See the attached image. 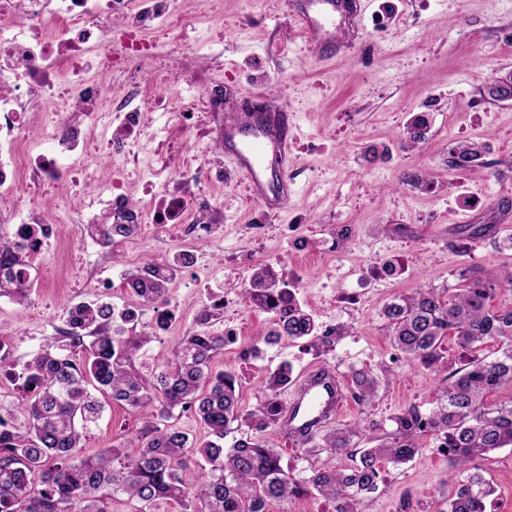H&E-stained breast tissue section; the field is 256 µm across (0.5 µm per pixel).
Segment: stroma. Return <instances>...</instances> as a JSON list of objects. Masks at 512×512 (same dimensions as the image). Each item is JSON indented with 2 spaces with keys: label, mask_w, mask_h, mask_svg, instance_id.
Wrapping results in <instances>:
<instances>
[{
  "label": "stroma",
  "mask_w": 512,
  "mask_h": 512,
  "mask_svg": "<svg viewBox=\"0 0 512 512\" xmlns=\"http://www.w3.org/2000/svg\"><path fill=\"white\" fill-rule=\"evenodd\" d=\"M364 11L355 48L338 58L333 46H318L292 16L287 0H224V19L210 31L188 32L185 45L223 96V110L241 111L257 94L276 92L296 122L292 176L297 192L287 209L266 216V227L255 232L252 220L259 207L249 200L245 183L224 175V222L208 237L189 245L150 237L109 253H92L83 273L99 278L82 299L103 293L115 307L130 304L122 280L125 269L141 266L170 251L188 247L201 278L183 271L170 291L175 325L154 337L147 359L170 350L194 326L205 294L241 293L256 266L276 264L279 274L297 291L303 307L328 326H351L334 345L284 340L264 347L261 359L237 360L236 350L223 360L235 365L241 378V405L260 406L268 371L289 363L304 379L320 365L335 368L348 382L351 367L384 368L387 378L375 400L349 404L336 420L339 428L363 431L369 422H383L409 405L431 407L439 379L398 359L385 321L384 302L418 288H455L459 271L512 270V249L505 241H486L468 255L455 249V230L474 222L473 213L459 208L456 195L467 188L485 202L512 206V101L482 100L484 86L512 72V0H363ZM424 117L419 143H404L415 117ZM148 134L134 151L153 164L174 165L182 155L198 164L224 165V152L207 127L191 138L164 130V117L145 115ZM469 140L483 147L469 168L450 165L449 150ZM347 241L338 253L327 249L338 235ZM393 262L391 281L377 284L369 302L358 311L336 309L331 298L354 287L351 272L374 263ZM45 271L59 275L60 288L51 295L34 289L26 306L0 297V325L17 347L16 362L24 364L57 337L63 321L53 315L71 301L78 273L64 255L38 258ZM140 426L126 408L106 405L88 431L81 455L123 442L137 446ZM282 463L300 474L308 466L345 468L346 454L320 448L307 453L305 444H287L278 427L268 429ZM496 494V512H512V447L485 463ZM448 459L427 438L413 461L388 468L376 493L362 512H397L412 501L411 512H435V501L448 495Z\"/></svg>",
  "instance_id": "1"
}]
</instances>
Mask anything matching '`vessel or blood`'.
Instances as JSON below:
<instances>
[{"label": "vessel or blood", "instance_id": "b4317fda", "mask_svg": "<svg viewBox=\"0 0 512 512\" xmlns=\"http://www.w3.org/2000/svg\"><path fill=\"white\" fill-rule=\"evenodd\" d=\"M362 12V0H298L295 8L303 28L314 37L357 25ZM294 128L293 115L274 100L260 98L249 101L245 112L225 115L218 135L224 157L245 181L250 200L269 213L287 208L295 191ZM346 399L335 369L321 366L292 393L280 429L287 440L304 441L316 423L336 420Z\"/></svg>", "mask_w": 512, "mask_h": 512}]
</instances>
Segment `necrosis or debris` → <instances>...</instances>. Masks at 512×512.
<instances>
[{
  "label": "necrosis or debris",
  "instance_id": "necrosis-or-debris-1",
  "mask_svg": "<svg viewBox=\"0 0 512 512\" xmlns=\"http://www.w3.org/2000/svg\"><path fill=\"white\" fill-rule=\"evenodd\" d=\"M179 0H0V230L12 232L28 253L61 245L63 224H109L123 213L124 189L144 180L149 198L136 215L139 230L162 229L190 237L199 230L192 217L190 184L211 197L224 194V173L184 159L191 182L168 167L143 179L132 151L146 130V111H161L169 124L194 135L191 113L205 110L209 132L223 122L217 101L201 80L188 82L180 105L166 96L178 79L154 61L147 37L155 22L166 25L168 45L178 51L194 20ZM125 11L115 25L116 11ZM153 60L142 74L144 60ZM125 73L123 97L112 92L114 72ZM111 160L102 166L101 157ZM47 183L64 193L50 207L27 191L28 182Z\"/></svg>",
  "mask_w": 512,
  "mask_h": 512
}]
</instances>
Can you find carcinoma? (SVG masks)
<instances>
[{
  "label": "carcinoma",
  "mask_w": 512,
  "mask_h": 512,
  "mask_svg": "<svg viewBox=\"0 0 512 512\" xmlns=\"http://www.w3.org/2000/svg\"><path fill=\"white\" fill-rule=\"evenodd\" d=\"M449 155L452 167L465 169L481 157V145L460 142ZM485 208L478 223L456 233L458 239L475 247L499 235L496 208ZM132 218L130 211L112 224H90L87 233L125 238L136 229ZM191 263V254L175 251L126 270L125 284L135 303L117 309L96 295L68 308L70 329L23 366L22 395L13 407L23 426L0 421V512H110L109 501L116 497L131 503L132 512H154L163 499L180 502L186 512H269L272 502L299 494L329 499L336 512H360L359 505L383 481L385 467L412 461L421 439L429 435L445 443L448 481L454 484L437 512H490L495 488L486 478L484 462L497 450L512 447V400H487L490 393L512 390V303L494 305L497 296L512 292L511 270L481 276L464 268L459 288H419L384 303L381 316L393 348L413 366L436 375L445 371L443 341L449 336L465 350L495 342L499 355L471 358L448 372L432 408L410 405L390 418L393 430L376 437L370 448L352 444L356 431L351 428L325 430L322 447L349 455L352 465L312 466L309 475L296 477L282 467L280 452L264 438L268 428L279 424V396L294 384L292 367L283 363L268 373L264 403L241 410L239 374L231 366L215 365L226 339L211 324L223 313V304L213 302L197 311V330L182 337L170 353L157 355L151 377L134 369V360L150 341L141 321L143 309L157 314L154 327L168 324L174 318L166 308L171 285ZM6 265L24 273L31 258L1 233L0 268ZM29 292L10 273L0 276V296L23 304ZM244 294L273 319L241 360L258 357L261 343H330L331 333L320 332L321 325L273 266L256 268ZM383 376L366 366L350 368L349 387L359 405L373 401ZM99 394L142 417L135 452L112 445L80 456L86 432L104 411ZM177 410L198 417L208 431L206 442L196 443L172 424ZM234 429L245 430V436L226 448L224 438ZM192 458L199 474L188 485L182 471Z\"/></svg>",
  "instance_id": "cac0c4a2"
}]
</instances>
